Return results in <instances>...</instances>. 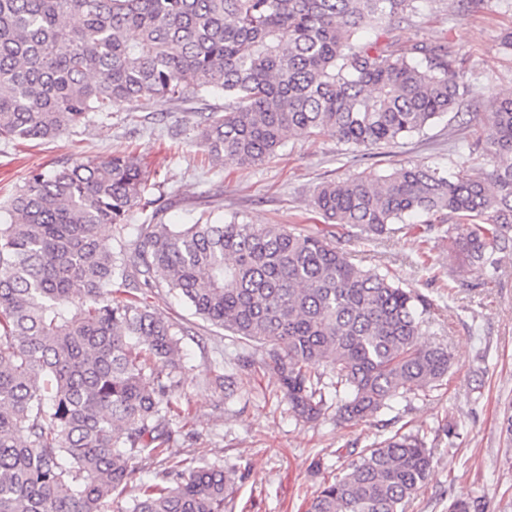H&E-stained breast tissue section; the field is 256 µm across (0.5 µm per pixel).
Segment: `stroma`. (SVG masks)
<instances>
[{
  "instance_id": "stroma-1",
  "label": "stroma",
  "mask_w": 512,
  "mask_h": 512,
  "mask_svg": "<svg viewBox=\"0 0 512 512\" xmlns=\"http://www.w3.org/2000/svg\"><path fill=\"white\" fill-rule=\"evenodd\" d=\"M409 21L394 25L401 41H448L481 100L459 117L445 116L423 133L394 145L361 149L329 137H290L272 160L250 168L212 164L196 145L198 112H223L224 99L123 106L76 133L37 144L0 140V201L29 170L67 160L132 153L152 192L168 205L163 220L190 223L213 210L248 224H283L306 232L324 229L312 207L317 186L364 170L388 174L395 164L455 166L470 162L492 96L512 92V54L501 39L512 31V0H419ZM355 262L389 268L403 286L431 302L419 342L448 348L452 365L431 398L396 399L392 410L358 422L327 417L315 423L288 413L278 376L260 364L259 344L248 343L191 314L164 291L143 290L142 301L185 329L181 382L172 393L186 422L177 456L197 457L244 470L232 512H306L323 480L339 474L349 453L396 430H423L432 452L430 474L406 512H448L455 498L480 501L483 512H512V458L500 431L504 402L512 399V251L498 275L480 285L478 274L448 245L411 225L375 242L342 241ZM223 370L244 383L234 400L209 383ZM453 428L456 440L445 430Z\"/></svg>"
}]
</instances>
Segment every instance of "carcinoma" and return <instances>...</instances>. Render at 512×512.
Listing matches in <instances>:
<instances>
[{
  "label": "carcinoma",
  "instance_id": "obj_1",
  "mask_svg": "<svg viewBox=\"0 0 512 512\" xmlns=\"http://www.w3.org/2000/svg\"><path fill=\"white\" fill-rule=\"evenodd\" d=\"M416 0H0V139L48 140L134 103L224 92L199 114L212 160L273 158L287 138L396 144L472 106L448 43L360 33L406 20ZM471 165H399L322 184L323 234L201 214L156 221L139 161L125 154L32 170L0 207V512H228L245 473L176 460L171 398L183 327L126 289L166 288L193 314L262 346L288 411L359 421L428 396L451 365L418 336L429 300L363 267L338 235L373 242L426 217L482 276L512 228V95L492 98ZM151 223H128L135 209ZM115 235L103 237L102 225ZM431 451L397 431L322 483L307 512H405ZM448 512H482L454 499Z\"/></svg>",
  "mask_w": 512,
  "mask_h": 512
}]
</instances>
